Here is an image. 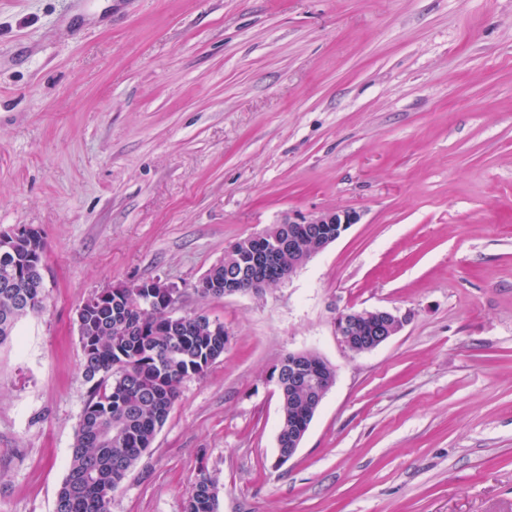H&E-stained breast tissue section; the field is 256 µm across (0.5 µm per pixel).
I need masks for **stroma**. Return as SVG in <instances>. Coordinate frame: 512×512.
I'll use <instances>...</instances> for the list:
<instances>
[{
    "mask_svg": "<svg viewBox=\"0 0 512 512\" xmlns=\"http://www.w3.org/2000/svg\"><path fill=\"white\" fill-rule=\"evenodd\" d=\"M359 220L286 282L198 295L237 239ZM40 230L45 308L0 347V512H54L90 385L76 317L158 278L229 341L111 512H512V0H0V230ZM396 309L373 352L347 309ZM337 370L276 466L269 374ZM408 315L395 309L348 310L335 320V335L342 347L353 355L369 353L385 344L402 330ZM364 324L372 328L371 338L362 340L358 333ZM217 480L205 467H201L196 475L185 512H216Z\"/></svg>",
    "mask_w": 512,
    "mask_h": 512,
    "instance_id": "stroma-1",
    "label": "stroma"
}]
</instances>
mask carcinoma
Wrapping results in <instances>:
<instances>
[{
  "mask_svg": "<svg viewBox=\"0 0 512 512\" xmlns=\"http://www.w3.org/2000/svg\"><path fill=\"white\" fill-rule=\"evenodd\" d=\"M242 250L224 257L210 269L209 278L224 281L233 276L248 292H260L264 283L248 280L243 261L250 240H240ZM42 235L13 242L7 263H0V346L13 340L18 321L43 308L44 296L34 264L43 260ZM156 283L140 292L112 294V313L93 312L78 324L80 338L89 340L82 351L81 369L91 382L71 449L68 472L59 488L55 512H110L112 494L125 481L166 423L185 381L202 376L224 355L228 344L224 324L193 313L177 319L168 316V304L156 300ZM298 372L313 383L328 372L317 355H305L294 367L282 360L278 377L281 423L305 426L303 398L291 392L288 378ZM217 480L199 469L185 512H216Z\"/></svg>",
  "mask_w": 512,
  "mask_h": 512,
  "instance_id": "obj_1",
  "label": "carcinoma"
}]
</instances>
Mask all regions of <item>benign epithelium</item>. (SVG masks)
<instances>
[{"label": "benign epithelium", "mask_w": 512, "mask_h": 512, "mask_svg": "<svg viewBox=\"0 0 512 512\" xmlns=\"http://www.w3.org/2000/svg\"><path fill=\"white\" fill-rule=\"evenodd\" d=\"M358 215L352 211H325L311 217L285 219L282 224L288 225V230L273 235L265 230L251 235L253 241L270 251L255 254L252 261V271L256 278L263 273L273 274L274 283H282L303 267L314 255L323 251L338 240L353 224L357 223ZM39 233L35 227L29 226L24 230L0 231V257L8 259L11 242L24 234L28 237ZM288 253V264H281L280 256ZM408 321V315L395 309L375 308L371 310H349L336 317L335 335L342 347L353 355L369 353L385 344L402 330ZM368 324L372 328V337L367 340L358 338L361 327ZM336 376H330L317 381L310 393L312 399L308 420L321 406L325 396L334 385ZM306 434L304 429L288 426V454H277L276 460L284 464L293 457L300 447Z\"/></svg>", "instance_id": "7a95c632"}]
</instances>
